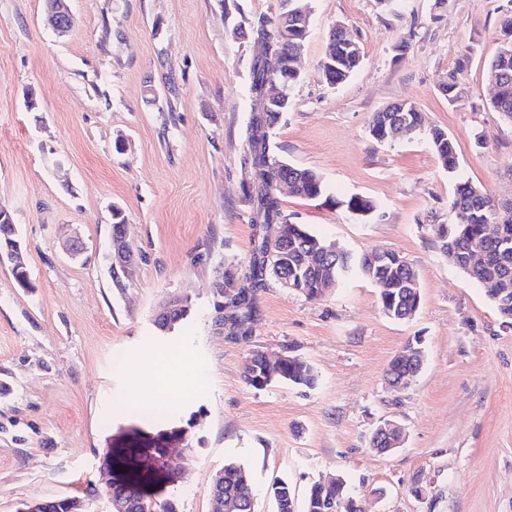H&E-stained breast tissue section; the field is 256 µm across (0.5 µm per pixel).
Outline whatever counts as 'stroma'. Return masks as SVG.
Listing matches in <instances>:
<instances>
[{
	"mask_svg": "<svg viewBox=\"0 0 512 512\" xmlns=\"http://www.w3.org/2000/svg\"><path fill=\"white\" fill-rule=\"evenodd\" d=\"M69 0L66 36L43 0H0V206L23 245L32 286L0 265V512L23 501L85 497L104 457L134 473L144 493L179 512H210L209 486L225 462L252 476L254 512H273L274 480L297 501L341 475L365 512H512V326L483 286L451 265L437 227L452 221L455 175L425 134L374 140V112L410 102L456 145L457 175L492 196L512 194V122L491 107L487 64L507 0H312L299 49L302 77L271 131L275 153L318 172L328 199L280 194L296 224L348 252L393 250L416 270L421 305L388 318L366 278L310 300L269 281L252 334L215 325L213 284L251 254L245 129L250 65L262 46L249 30L279 0ZM361 48L343 83L319 73L335 24ZM459 71L464 94L440 89ZM362 195L372 218L336 199ZM138 256L125 287L111 283L112 208ZM80 236L85 252L67 257ZM188 297L169 335L156 308ZM425 361L401 391L386 371L413 337ZM188 348L203 389L171 398L164 417L140 400L129 359ZM296 355L314 388L257 390L255 352ZM384 420L401 448H370Z\"/></svg>",
	"mask_w": 512,
	"mask_h": 512,
	"instance_id": "35a3bbf8",
	"label": "stroma"
}]
</instances>
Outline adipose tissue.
<instances>
[{
    "label": "adipose tissue",
    "mask_w": 512,
    "mask_h": 512,
    "mask_svg": "<svg viewBox=\"0 0 512 512\" xmlns=\"http://www.w3.org/2000/svg\"><path fill=\"white\" fill-rule=\"evenodd\" d=\"M130 369L138 376V386L158 398L180 396L199 386L196 372L177 350L135 357Z\"/></svg>",
    "instance_id": "1"
}]
</instances>
